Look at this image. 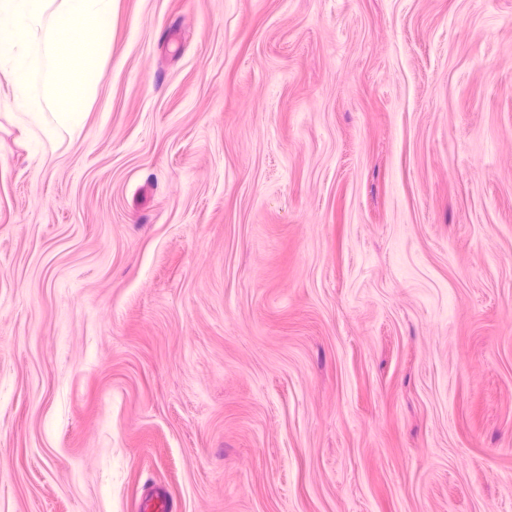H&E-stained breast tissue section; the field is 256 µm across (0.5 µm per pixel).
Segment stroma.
Wrapping results in <instances>:
<instances>
[{"label": "stroma", "instance_id": "stroma-1", "mask_svg": "<svg viewBox=\"0 0 512 512\" xmlns=\"http://www.w3.org/2000/svg\"><path fill=\"white\" fill-rule=\"evenodd\" d=\"M110 26L0 88V512H512V0Z\"/></svg>", "mask_w": 512, "mask_h": 512}]
</instances>
